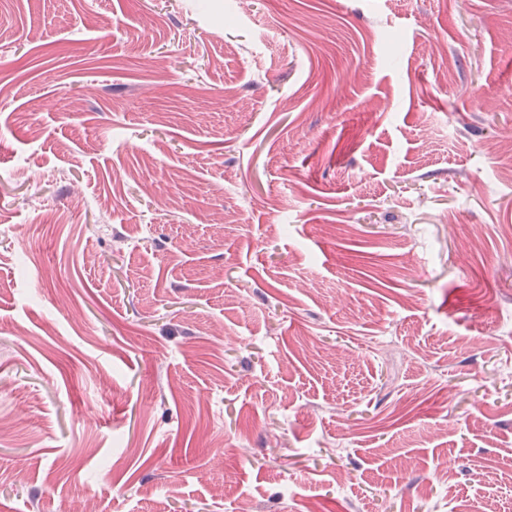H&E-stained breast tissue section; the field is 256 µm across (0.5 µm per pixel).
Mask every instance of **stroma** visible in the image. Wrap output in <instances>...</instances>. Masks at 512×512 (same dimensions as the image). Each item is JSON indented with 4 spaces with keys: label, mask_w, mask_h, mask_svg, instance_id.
Instances as JSON below:
<instances>
[{
    "label": "stroma",
    "mask_w": 512,
    "mask_h": 512,
    "mask_svg": "<svg viewBox=\"0 0 512 512\" xmlns=\"http://www.w3.org/2000/svg\"><path fill=\"white\" fill-rule=\"evenodd\" d=\"M512 502V0H0V512Z\"/></svg>",
    "instance_id": "obj_1"
}]
</instances>
